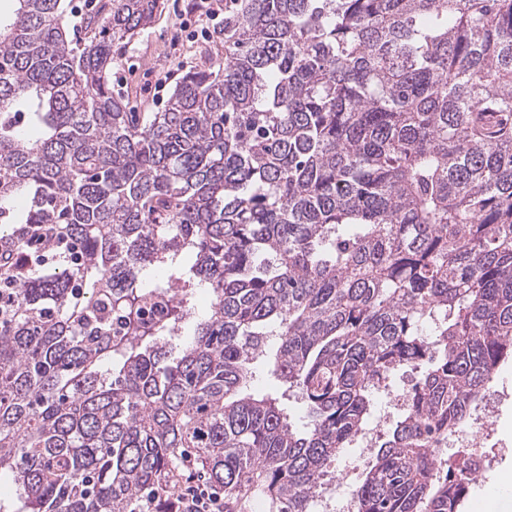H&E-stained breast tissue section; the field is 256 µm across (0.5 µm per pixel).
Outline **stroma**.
<instances>
[{
  "mask_svg": "<svg viewBox=\"0 0 512 512\" xmlns=\"http://www.w3.org/2000/svg\"><path fill=\"white\" fill-rule=\"evenodd\" d=\"M223 20L204 22L189 14L184 0H162L155 22L131 41L112 46L110 81L134 112H159L168 90L190 69L218 68L224 62V42L218 33ZM491 385L503 400L495 418L500 448L486 471L485 486L473 488L462 512H479L487 486L503 473H512V360L501 365Z\"/></svg>",
  "mask_w": 512,
  "mask_h": 512,
  "instance_id": "35a3bbf8",
  "label": "stroma"
}]
</instances>
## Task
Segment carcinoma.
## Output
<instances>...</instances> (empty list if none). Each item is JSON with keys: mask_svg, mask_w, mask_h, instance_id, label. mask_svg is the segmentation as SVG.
Here are the masks:
<instances>
[{"mask_svg": "<svg viewBox=\"0 0 512 512\" xmlns=\"http://www.w3.org/2000/svg\"><path fill=\"white\" fill-rule=\"evenodd\" d=\"M14 2L0 512H174L191 468L224 512H315L406 368L355 512H460L439 449L512 359V0H226L224 68L161 112L108 81L160 0H112L83 42L65 0Z\"/></svg>", "mask_w": 512, "mask_h": 512, "instance_id": "carcinoma-1", "label": "carcinoma"}]
</instances>
